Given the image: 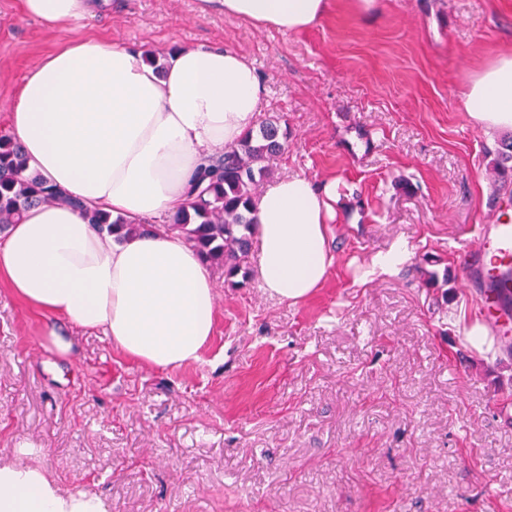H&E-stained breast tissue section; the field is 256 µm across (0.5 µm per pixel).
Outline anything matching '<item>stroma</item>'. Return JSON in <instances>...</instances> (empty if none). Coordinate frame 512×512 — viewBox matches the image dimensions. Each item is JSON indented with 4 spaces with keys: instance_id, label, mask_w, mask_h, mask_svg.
I'll use <instances>...</instances> for the list:
<instances>
[{
    "instance_id": "35a3bbf8",
    "label": "stroma",
    "mask_w": 512,
    "mask_h": 512,
    "mask_svg": "<svg viewBox=\"0 0 512 512\" xmlns=\"http://www.w3.org/2000/svg\"><path fill=\"white\" fill-rule=\"evenodd\" d=\"M85 36L251 59L264 116L288 132L275 175L338 181L335 261L296 305L213 269V336L172 370L77 327L62 360L44 341L52 316L0 288V459L108 512H512V341L472 346L481 300L460 258L494 217L502 136L462 92L512 51V0H377L364 15L335 0L290 33L202 0H110L55 26L0 0V135L27 72ZM400 241L409 264L365 278Z\"/></svg>"
}]
</instances>
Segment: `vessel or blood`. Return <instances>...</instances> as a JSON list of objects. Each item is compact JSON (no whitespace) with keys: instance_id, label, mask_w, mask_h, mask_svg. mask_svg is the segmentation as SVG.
I'll return each mask as SVG.
<instances>
[{"instance_id":"b4317fda","label":"vessel or blood","mask_w":512,"mask_h":512,"mask_svg":"<svg viewBox=\"0 0 512 512\" xmlns=\"http://www.w3.org/2000/svg\"><path fill=\"white\" fill-rule=\"evenodd\" d=\"M477 245L462 264L481 297V313L501 336L512 335V215L498 203L492 223L475 227Z\"/></svg>"}]
</instances>
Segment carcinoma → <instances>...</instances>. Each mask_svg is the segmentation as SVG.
I'll use <instances>...</instances> for the list:
<instances>
[{"label": "carcinoma", "mask_w": 512, "mask_h": 512, "mask_svg": "<svg viewBox=\"0 0 512 512\" xmlns=\"http://www.w3.org/2000/svg\"><path fill=\"white\" fill-rule=\"evenodd\" d=\"M279 119L270 116L258 129L209 159L188 193L186 202L167 217L165 224L147 220L133 222L112 218V214L82 199L69 196L29 171L20 143L0 136V231L20 221L27 209L39 204H59L79 211L99 233L126 235L163 231L179 236L211 265L224 270V280L246 279L245 259L249 254L253 228L251 217L261 182L273 172L271 161L284 149ZM494 164L503 196L512 198V139L496 149Z\"/></svg>", "instance_id": "obj_1"}]
</instances>
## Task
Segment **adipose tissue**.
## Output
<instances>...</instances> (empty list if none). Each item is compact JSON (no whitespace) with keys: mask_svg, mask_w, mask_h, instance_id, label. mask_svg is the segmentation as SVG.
<instances>
[{"mask_svg":"<svg viewBox=\"0 0 512 512\" xmlns=\"http://www.w3.org/2000/svg\"><path fill=\"white\" fill-rule=\"evenodd\" d=\"M224 14L258 28L305 30L334 0H220ZM100 0H20L50 25L93 16ZM266 88L253 63L229 49L144 51L78 37L26 75L9 115L30 170L65 193L131 221L175 213L205 160L254 129ZM476 125L512 129V53L477 68L463 93ZM337 183L282 176L255 202V278L291 304L325 287L334 256ZM0 285L55 316L47 345L72 358L65 325L97 330L143 365L198 362L214 332L210 266L166 233L119 240L54 204L27 211L0 240ZM0 512H107L94 492L64 491L37 465L0 462Z\"/></svg>","mask_w":512,"mask_h":512,"instance_id":"1","label":"adipose tissue"}]
</instances>
